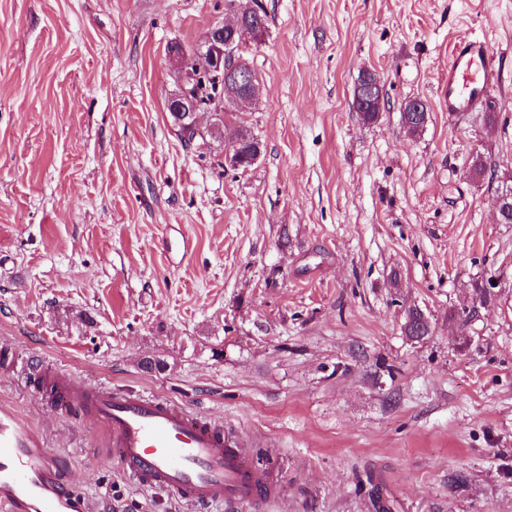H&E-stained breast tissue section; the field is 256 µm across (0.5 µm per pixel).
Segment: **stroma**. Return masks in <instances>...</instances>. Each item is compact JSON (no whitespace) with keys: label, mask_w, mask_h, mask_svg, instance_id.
<instances>
[{"label":"stroma","mask_w":512,"mask_h":512,"mask_svg":"<svg viewBox=\"0 0 512 512\" xmlns=\"http://www.w3.org/2000/svg\"><path fill=\"white\" fill-rule=\"evenodd\" d=\"M258 2L261 91L236 120L265 150L242 172L223 100L190 144L167 110L170 46L199 43L226 0H0V348L20 363L0 368V408L93 512L196 510L124 475L23 364L170 399L275 455L285 491L256 512H374L369 479L391 512H512V224L495 216L512 0ZM466 36L500 54V82L453 118L440 88ZM365 68L384 86L373 124L353 108ZM412 308L433 325L420 342ZM431 326L429 320L417 309L409 312L404 326L406 336L416 340H423L430 335Z\"/></svg>","instance_id":"obj_1"}]
</instances>
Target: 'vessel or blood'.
<instances>
[{"instance_id": "obj_1", "label": "vessel or blood", "mask_w": 512, "mask_h": 512, "mask_svg": "<svg viewBox=\"0 0 512 512\" xmlns=\"http://www.w3.org/2000/svg\"><path fill=\"white\" fill-rule=\"evenodd\" d=\"M501 57L486 42L463 38L452 47L443 97L449 115L475 111L497 79ZM42 385L54 412L91 415L121 471L144 488L161 489L202 508L251 512L280 485L276 468L258 467L222 427L166 399L124 388L93 389L72 373L45 370ZM0 512H89L62 480V463L38 447L27 427L0 412Z\"/></svg>"}]
</instances>
